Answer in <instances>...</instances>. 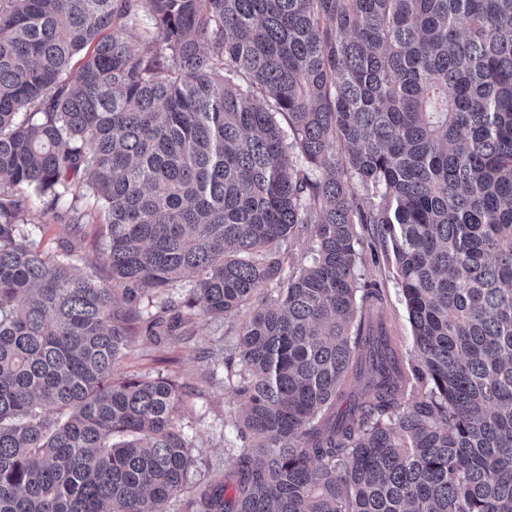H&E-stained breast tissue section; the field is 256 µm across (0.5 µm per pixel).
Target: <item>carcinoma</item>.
<instances>
[{
    "mask_svg": "<svg viewBox=\"0 0 512 512\" xmlns=\"http://www.w3.org/2000/svg\"><path fill=\"white\" fill-rule=\"evenodd\" d=\"M19 186L106 226L108 278ZM379 243L412 361L356 275ZM240 313L241 444L189 490L182 386L116 377L129 324ZM179 496L512 512V0H0V512ZM18 196L27 197L33 206L36 224H28L32 230L31 238L40 249L51 257L64 253L63 245L70 243L74 251L73 263L80 273H93L98 277L107 278L108 269L102 265L100 258L104 250V227L101 224H69L60 206L50 209L43 203L44 197L36 199L33 191L20 189Z\"/></svg>",
    "mask_w": 512,
    "mask_h": 512,
    "instance_id": "carcinoma-1",
    "label": "carcinoma"
}]
</instances>
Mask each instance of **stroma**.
Wrapping results in <instances>:
<instances>
[{
  "mask_svg": "<svg viewBox=\"0 0 512 512\" xmlns=\"http://www.w3.org/2000/svg\"><path fill=\"white\" fill-rule=\"evenodd\" d=\"M31 204L36 215L32 238L49 256L60 255L72 245L78 272L104 278L108 270L100 254L105 246L104 228L99 224L68 223L63 208L52 209L39 199ZM362 281L378 282L386 292L384 312L387 327L403 352L412 348L411 328L404 299L395 286L387 262L359 266ZM237 319H206L197 322L189 339L153 343L135 339L131 353L118 368L120 374H162L191 386L194 394L181 412V425L193 441L194 466L190 483L208 479L231 463L225 449L237 440L240 402L227 379L224 361L238 355Z\"/></svg>",
  "mask_w": 512,
  "mask_h": 512,
  "instance_id": "35a3bbf8",
  "label": "stroma"
}]
</instances>
